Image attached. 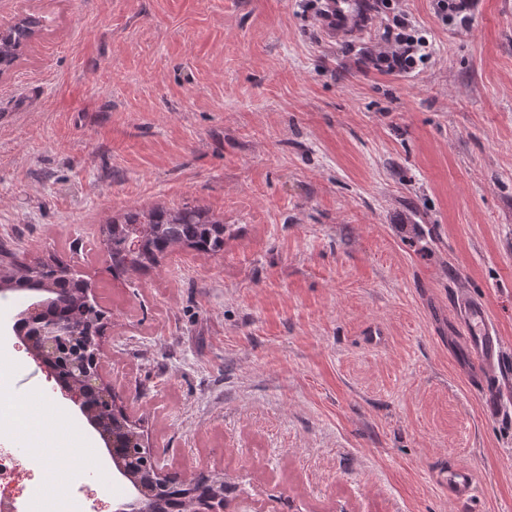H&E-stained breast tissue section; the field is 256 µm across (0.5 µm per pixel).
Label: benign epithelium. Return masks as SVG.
I'll return each instance as SVG.
<instances>
[{"label":"benign epithelium","mask_w":512,"mask_h":512,"mask_svg":"<svg viewBox=\"0 0 512 512\" xmlns=\"http://www.w3.org/2000/svg\"><path fill=\"white\" fill-rule=\"evenodd\" d=\"M29 320L30 335L23 337L33 357L53 375H58L54 361L65 357V369L71 373L76 382L65 385L66 392L78 404L92 426L107 441L109 454L118 473L133 479L128 495L112 502V512H155V497L149 488L136 479L137 460L124 454L116 443L114 436L103 431L93 417L92 394L110 398L112 384L103 374V349L101 332L93 324L84 321L64 320L48 317L42 313L40 304L33 303L26 310ZM224 493L204 500L188 498L182 512H222Z\"/></svg>","instance_id":"obj_1"}]
</instances>
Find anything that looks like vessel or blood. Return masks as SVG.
Here are the masks:
<instances>
[{
  "label": "vessel or blood",
  "instance_id": "b4317fda",
  "mask_svg": "<svg viewBox=\"0 0 512 512\" xmlns=\"http://www.w3.org/2000/svg\"><path fill=\"white\" fill-rule=\"evenodd\" d=\"M363 0H325L322 24L331 36L357 31L363 25ZM460 328L468 343L472 359L470 386L481 396L487 411H496L501 405V381L498 371L503 363V343L493 327L483 302L473 299L459 301ZM448 489L451 500L464 503L475 493L473 473L464 466L452 465L439 476Z\"/></svg>",
  "mask_w": 512,
  "mask_h": 512
}]
</instances>
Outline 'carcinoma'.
I'll return each instance as SVG.
<instances>
[{
    "mask_svg": "<svg viewBox=\"0 0 512 512\" xmlns=\"http://www.w3.org/2000/svg\"><path fill=\"white\" fill-rule=\"evenodd\" d=\"M37 25L36 19L25 17L0 31V68L14 63L22 47L35 34ZM103 233V243L112 261V272L123 275L156 265L176 246H187L213 255L222 252L224 238L231 234V228L224 220L201 207L156 206L125 212L121 218L107 223ZM132 240L138 241L135 249L129 246ZM0 256L7 259L4 267L0 268V285L34 287L32 272L27 266L9 259L7 245H0ZM40 276L52 281L54 287L58 288V291L43 299L44 313H57V301L62 298L67 302L66 312L82 313L79 283L57 279L54 264H45ZM159 488L157 499L160 512H181V504L188 494L193 493L198 497L210 495L214 491V481L203 476L188 483L170 478Z\"/></svg>",
    "mask_w": 512,
    "mask_h": 512,
    "instance_id": "carcinoma-1",
    "label": "carcinoma"
}]
</instances>
